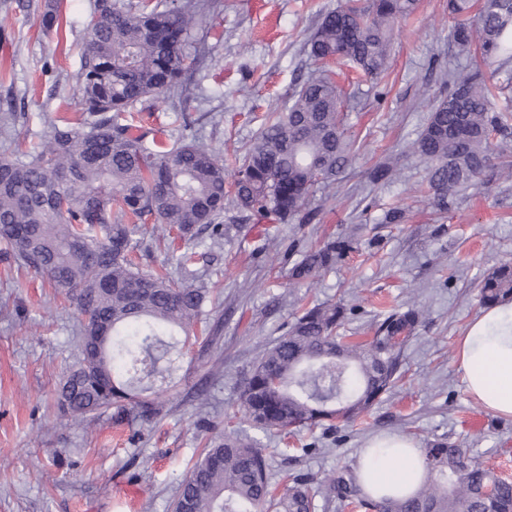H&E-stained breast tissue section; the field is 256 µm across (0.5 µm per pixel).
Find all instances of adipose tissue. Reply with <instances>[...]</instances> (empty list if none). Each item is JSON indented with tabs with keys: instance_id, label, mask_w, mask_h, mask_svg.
<instances>
[{
	"instance_id": "adipose-tissue-1",
	"label": "adipose tissue",
	"mask_w": 512,
	"mask_h": 512,
	"mask_svg": "<svg viewBox=\"0 0 512 512\" xmlns=\"http://www.w3.org/2000/svg\"><path fill=\"white\" fill-rule=\"evenodd\" d=\"M466 392L494 415L512 418V302L484 309L456 345ZM427 473L425 455L410 438L380 434L360 451L357 475L371 496H405Z\"/></svg>"
}]
</instances>
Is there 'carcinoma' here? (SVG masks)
<instances>
[{
  "mask_svg": "<svg viewBox=\"0 0 512 512\" xmlns=\"http://www.w3.org/2000/svg\"><path fill=\"white\" fill-rule=\"evenodd\" d=\"M417 0H347L321 14L305 47L316 62L337 61L380 81L390 68L395 24ZM200 0H94L97 40L84 42L75 117L59 116L37 149L0 158V244L19 264L64 291L83 317L79 353L65 367L57 408L88 428L110 408L130 424L167 412L169 394L185 378L195 327L208 289L198 284L194 252L175 256L184 273L135 262L137 235L154 220L185 242L224 217V164L216 152L184 138L167 143L133 124L137 105L177 92L192 69L181 49ZM451 41L462 52L478 44L484 63H512V0H448ZM448 92L430 107L411 151L428 163L432 204L446 212L477 186L495 153L512 150V123L496 112L479 65L448 70ZM139 133H133L134 128ZM341 91L326 69L304 80L292 102L273 110L235 172L233 203L257 220H302L314 188L333 182L349 161ZM352 239H330L304 252L290 270L300 282L332 270ZM479 300L512 298V263L477 284ZM409 307L385 317L367 343L339 334L343 306L305 309L288 332L263 345L241 385L238 411L251 426L288 435L352 422L390 391L399 351L419 323ZM427 476L405 497L375 499L351 469L318 491L360 512H512V479L444 440L424 449ZM271 459L253 442L226 436L210 442L179 485L172 512H314L313 480L294 476L282 492Z\"/></svg>",
  "mask_w": 512,
  "mask_h": 512,
  "instance_id": "1",
  "label": "carcinoma"
}]
</instances>
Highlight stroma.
<instances>
[{"label":"stroma","instance_id":"obj_1","mask_svg":"<svg viewBox=\"0 0 512 512\" xmlns=\"http://www.w3.org/2000/svg\"><path fill=\"white\" fill-rule=\"evenodd\" d=\"M340 2L219 0L205 8L182 45L195 60L188 109L172 97L150 99L144 124L166 141L195 136L233 175L236 152L262 129L269 106L291 103L315 71L305 41ZM54 3L60 24L48 31L41 15ZM92 3L34 0L24 16L0 0V157L38 143L52 118L75 112ZM451 25L448 0H418L395 34L384 80L338 68L355 153L335 183L310 196L312 221L256 225L229 203L224 222L232 231L224 243L214 246L208 231L193 241L195 268L211 288L206 311L223 324L209 359L193 362L173 388L161 421L131 425L110 410L85 431L58 417L56 387L75 352L80 317L64 294L0 251V512H171L188 467L209 440L225 435L261 444L278 478L308 474L327 483L355 468L360 448L379 433L421 446L447 440L512 478V419L470 399L455 364L457 339L483 310L478 281L512 260V178L490 169L438 214L427 165L409 151L431 102L446 90L449 69L476 62L450 43ZM386 162L396 165L397 179L372 181ZM392 208L404 212L403 223H384ZM352 235L358 242L335 269L303 284L290 279L305 250ZM321 303L343 305L340 333L359 341L392 310L421 312L401 349L395 386L354 422L291 436L227 420L259 348ZM206 381L211 397L202 413L186 393Z\"/></svg>","mask_w":512,"mask_h":512}]
</instances>
